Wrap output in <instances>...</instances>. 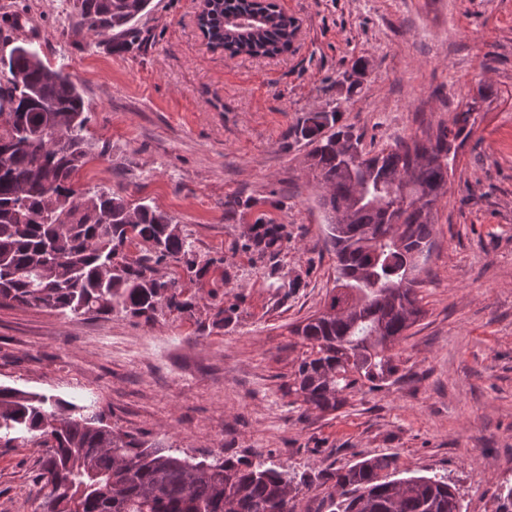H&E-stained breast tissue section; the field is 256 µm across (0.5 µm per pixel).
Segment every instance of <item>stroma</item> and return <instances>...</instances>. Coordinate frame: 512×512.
<instances>
[{"label":"stroma","mask_w":512,"mask_h":512,"mask_svg":"<svg viewBox=\"0 0 512 512\" xmlns=\"http://www.w3.org/2000/svg\"><path fill=\"white\" fill-rule=\"evenodd\" d=\"M75 3L0 0V56L32 41L81 89L96 148L78 191L157 208L217 264L187 284L186 311L149 322L0 306V384L83 398L200 460L264 458L313 477L298 512H321L336 467L385 454L400 476L445 477L466 512H497L512 486V0H277L300 34L259 58L213 48L200 0H151L123 51L68 33ZM485 84L496 94L448 172L424 314L396 347L397 373L331 413L297 404L289 329L323 308L336 267L297 127L333 109L374 152L435 133ZM260 220L288 235L271 263L247 247ZM41 454L34 441L0 447V512H37Z\"/></svg>","instance_id":"1"}]
</instances>
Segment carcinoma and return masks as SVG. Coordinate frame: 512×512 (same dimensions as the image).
<instances>
[{
  "label": "carcinoma",
  "instance_id": "carcinoma-1",
  "mask_svg": "<svg viewBox=\"0 0 512 512\" xmlns=\"http://www.w3.org/2000/svg\"><path fill=\"white\" fill-rule=\"evenodd\" d=\"M149 0H76L73 34L138 38L135 18ZM209 27L229 56L288 52L295 26L271 3L222 0ZM0 64V305L62 315L121 309L151 320L180 311L186 282L203 275L193 243L165 213L110 188L79 192L73 178L94 155L89 115L70 76L47 66L33 43L14 45ZM477 102L425 141L401 139L372 153L337 110L312 112L296 136L308 141L307 168L321 184L325 246L336 256L324 310L295 326L305 348L288 393L321 412L347 395L387 382L392 350L422 317L418 287L434 247V210L446 194L448 144L467 128ZM287 235L261 224L249 247L274 256ZM143 245L148 258L128 248ZM174 263L170 276L158 267ZM39 433L35 477L41 512H296L309 478L272 461L186 456L105 423L94 405L0 385V446ZM390 456L365 458L329 476L330 512H463L448 481L390 478Z\"/></svg>",
  "mask_w": 512,
  "mask_h": 512
}]
</instances>
